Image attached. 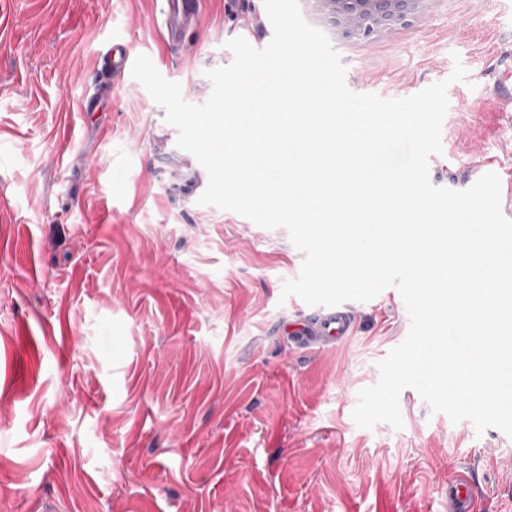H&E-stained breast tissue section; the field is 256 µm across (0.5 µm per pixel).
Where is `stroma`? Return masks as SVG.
Returning a JSON list of instances; mask_svg holds the SVG:
<instances>
[{
    "mask_svg": "<svg viewBox=\"0 0 512 512\" xmlns=\"http://www.w3.org/2000/svg\"><path fill=\"white\" fill-rule=\"evenodd\" d=\"M161 8L0 0V512H450L461 478L478 512H512L500 429L431 413L411 388L402 428L355 423L410 329L399 290L348 302L346 342L299 351L279 332L313 311L282 295L304 260L288 231L199 204L208 174L164 109L132 73L96 68L118 41L203 103L229 40L270 42L264 0H203L184 50L162 42ZM306 21L354 92L447 82L434 186L512 179V0H428L360 50Z\"/></svg>",
    "mask_w": 512,
    "mask_h": 512,
    "instance_id": "1",
    "label": "stroma"
}]
</instances>
